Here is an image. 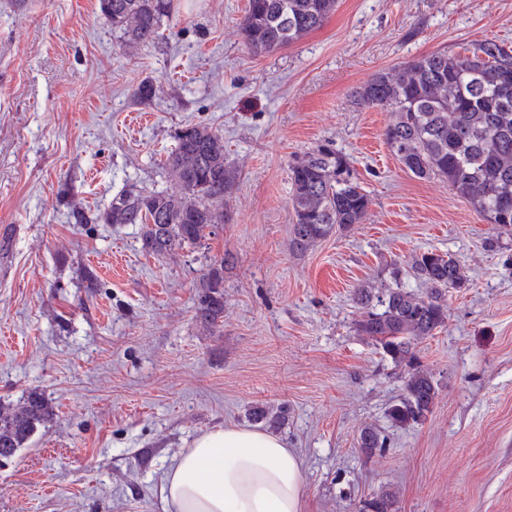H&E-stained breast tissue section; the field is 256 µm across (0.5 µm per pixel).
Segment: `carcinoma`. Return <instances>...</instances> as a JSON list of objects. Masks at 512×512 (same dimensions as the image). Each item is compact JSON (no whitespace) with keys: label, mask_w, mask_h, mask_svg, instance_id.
<instances>
[{"label":"carcinoma","mask_w":512,"mask_h":512,"mask_svg":"<svg viewBox=\"0 0 512 512\" xmlns=\"http://www.w3.org/2000/svg\"><path fill=\"white\" fill-rule=\"evenodd\" d=\"M173 0H98L100 12L129 46L153 41ZM337 0H248L240 35L256 55L278 52L321 28ZM359 104L391 114L383 136L401 164L420 179L440 178L461 201L490 224L512 232V49L486 41L470 55L438 51L380 71L354 91ZM166 168L173 190L132 186L97 216L105 224H139L143 247L172 255L224 223V197L236 173L224 163V137L204 123H189L176 135ZM293 224L290 246L303 253L333 230L361 224L370 199L348 155L324 142L289 165ZM223 257L200 282L196 318L214 326L224 317ZM412 275L426 285L418 294L401 284L355 290L360 306L356 330L374 340L397 364L408 367L398 402L388 408L398 426L419 423L438 395L432 374L415 352L422 339L448 319V289L463 283L459 260L433 251L412 256ZM53 415L48 399L33 391L16 405L0 404V457L25 447ZM250 416L276 426L284 410L258 406ZM358 446L371 457L387 447L374 426L363 427Z\"/></svg>","instance_id":"carcinoma-1"}]
</instances>
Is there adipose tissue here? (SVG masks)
Listing matches in <instances>:
<instances>
[{
  "label": "adipose tissue",
  "mask_w": 512,
  "mask_h": 512,
  "mask_svg": "<svg viewBox=\"0 0 512 512\" xmlns=\"http://www.w3.org/2000/svg\"><path fill=\"white\" fill-rule=\"evenodd\" d=\"M161 496L166 512H302V461L279 436L217 427L180 452Z\"/></svg>",
  "instance_id": "adipose-tissue-1"
}]
</instances>
